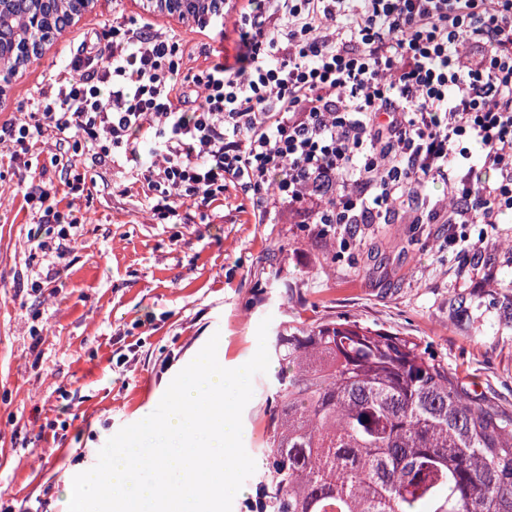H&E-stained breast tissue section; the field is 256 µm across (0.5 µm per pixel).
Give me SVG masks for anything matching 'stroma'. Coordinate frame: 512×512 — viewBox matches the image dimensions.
<instances>
[{
  "label": "stroma",
  "instance_id": "stroma-1",
  "mask_svg": "<svg viewBox=\"0 0 512 512\" xmlns=\"http://www.w3.org/2000/svg\"><path fill=\"white\" fill-rule=\"evenodd\" d=\"M247 0H228L222 31L172 15L149 21L143 0H94L71 29L0 90V126L66 64L85 32L113 18L151 22L182 39L187 67L233 59ZM42 153L31 167L0 146V512H66L76 474L106 441L158 406L174 376L211 336L233 369L258 347L257 328L302 316L350 318L420 341L472 397L512 412V217L500 224H360L334 233L278 213L261 224L242 192L161 224L126 174L94 173L100 191L77 199L86 217L65 244L67 268L28 240L23 194L58 181ZM255 375L242 441L262 463L269 415Z\"/></svg>",
  "mask_w": 512,
  "mask_h": 512
}]
</instances>
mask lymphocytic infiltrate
Masks as SVG:
<instances>
[{
  "label": "lymphocytic infiltrate",
  "instance_id": "f902f5d3",
  "mask_svg": "<svg viewBox=\"0 0 512 512\" xmlns=\"http://www.w3.org/2000/svg\"><path fill=\"white\" fill-rule=\"evenodd\" d=\"M234 65L184 67L175 34L115 21L0 127L13 159L68 148L33 185L40 225L81 223L97 167L128 170L165 224L253 195L307 224H494L512 214V0H255ZM440 182L451 206L428 205Z\"/></svg>",
  "mask_w": 512,
  "mask_h": 512
}]
</instances>
